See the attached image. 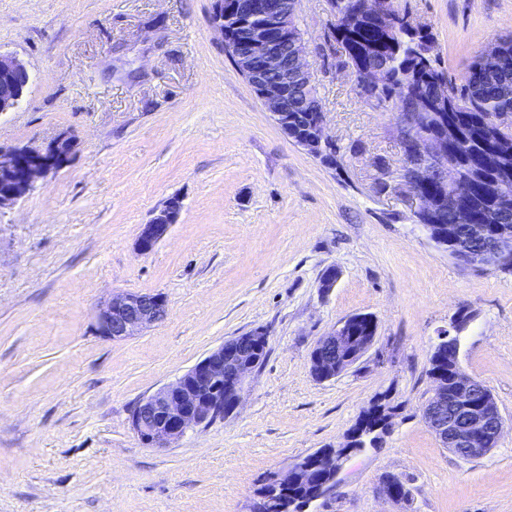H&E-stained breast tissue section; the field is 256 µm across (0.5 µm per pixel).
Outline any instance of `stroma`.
<instances>
[{
  "label": "stroma",
  "instance_id": "35a3bbf8",
  "mask_svg": "<svg viewBox=\"0 0 512 512\" xmlns=\"http://www.w3.org/2000/svg\"><path fill=\"white\" fill-rule=\"evenodd\" d=\"M455 76L512 36V0H395ZM214 0H0V53L31 83L0 148L67 138L68 162L0 211V512H250L262 481L336 446L377 398L381 447L351 455L309 512H512V274L466 267L410 219L394 114L355 91L327 0H298L337 165L281 134L211 24ZM182 209L151 251L144 224ZM334 288L323 290L327 269ZM115 293L162 294L166 318L111 340ZM355 314L377 325L350 369L310 354ZM468 316L460 363L505 426L469 461L422 421L441 332ZM262 327L268 354L238 407L168 448L130 425L142 397ZM406 481L397 503L387 478Z\"/></svg>",
  "mask_w": 512,
  "mask_h": 512
}]
</instances>
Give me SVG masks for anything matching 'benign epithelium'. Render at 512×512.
<instances>
[{"instance_id": "benign-epithelium-1", "label": "benign epithelium", "mask_w": 512, "mask_h": 512, "mask_svg": "<svg viewBox=\"0 0 512 512\" xmlns=\"http://www.w3.org/2000/svg\"><path fill=\"white\" fill-rule=\"evenodd\" d=\"M297 0H234L230 11L224 0H215L212 26L221 35L227 51L234 56L237 71L245 78L269 112L272 121L296 145L316 157H323L326 145L332 143L327 134L325 113L311 77L310 52L298 28ZM365 14L383 19L386 35L397 27L393 16V0H363ZM235 14L240 22L229 27L224 17ZM0 74L15 75L22 81L16 93L0 92V112L18 107L24 89L30 83L26 66L14 57L0 54ZM453 93L440 83L435 94L420 93L414 102L420 115V127L405 136L402 178L407 187L411 213L422 218L420 229L440 248H450L456 261L477 269H500L512 266V228L501 227L491 237L487 225L471 224V237L480 239L477 249L442 230L437 212L451 205L464 219L463 205L471 194L472 183L460 177L455 161L448 158L441 145L454 139L457 130L446 125L431 124L443 120V110ZM306 116H300V113ZM71 154V143L61 138L43 149L17 148L0 151V209L15 205L27 197L39 180L57 171ZM500 149L484 157L481 179L489 194L499 190L491 174L499 169ZM437 182L445 194L422 195L419 186ZM181 210L178 200L167 201L151 221L144 225L137 248L148 252L176 223ZM167 315L166 299L160 294H116L97 315L100 334L122 340L137 335L147 326ZM362 316L354 315L340 322L323 336L311 354V373L319 381L336 377L341 365L351 367L371 347L375 336H355V324ZM467 319L453 323L455 334L439 335L436 350L454 355L448 368L433 371L434 388L426 401L422 419L441 447L469 460L493 450L502 435L504 420L490 391L476 379L459 371L460 336ZM268 344L267 331L256 328L224 341L194 364L175 381L141 398L134 406L131 428L142 444L151 448H168L188 431L217 419L225 405L236 406L239 394L250 373L258 367L254 357ZM350 448L334 452H317L297 459L283 474L266 480L267 490L258 495L252 512H267L273 502L281 503L284 512H307L308 506L295 508L288 498V488L297 483L315 485L325 480H338ZM386 495L401 502L408 498L407 483L390 478L384 484Z\"/></svg>"}]
</instances>
